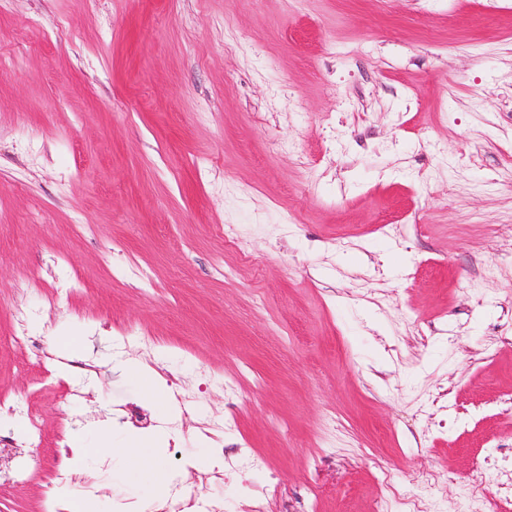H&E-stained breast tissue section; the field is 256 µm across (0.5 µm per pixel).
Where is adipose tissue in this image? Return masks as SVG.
<instances>
[{
	"label": "adipose tissue",
	"instance_id": "adipose-tissue-1",
	"mask_svg": "<svg viewBox=\"0 0 512 512\" xmlns=\"http://www.w3.org/2000/svg\"><path fill=\"white\" fill-rule=\"evenodd\" d=\"M116 368L133 382L143 400L160 412L170 411L172 403L166 394V382L151 366L136 359H124L117 362ZM169 439L165 430L130 432L112 420L101 422L90 438L74 442L72 451L79 459L105 456L117 460L125 488L132 496L148 501L171 480L162 453Z\"/></svg>",
	"mask_w": 512,
	"mask_h": 512
}]
</instances>
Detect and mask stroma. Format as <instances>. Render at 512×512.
<instances>
[{
	"mask_svg": "<svg viewBox=\"0 0 512 512\" xmlns=\"http://www.w3.org/2000/svg\"><path fill=\"white\" fill-rule=\"evenodd\" d=\"M1 395L0 512L131 503L63 446L112 418L173 436L151 512L512 501V0H5ZM90 337L86 328H72L65 332L57 333L56 336L52 337V340L65 350L66 356H69L81 349ZM137 387L143 400L157 407L162 413L172 408V403L166 393L165 380L148 364L136 359H124L114 364ZM7 410L11 412H18L28 422V438L30 448H41L44 441V435L41 429L39 418L23 405L12 403L7 406Z\"/></svg>",
	"mask_w": 512,
	"mask_h": 512,
	"instance_id": "obj_1",
	"label": "stroma"
}]
</instances>
